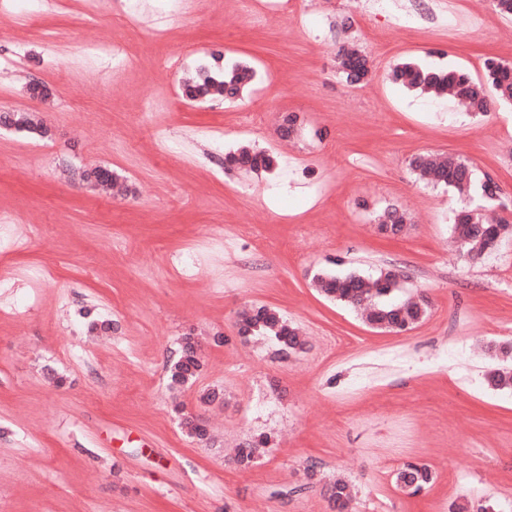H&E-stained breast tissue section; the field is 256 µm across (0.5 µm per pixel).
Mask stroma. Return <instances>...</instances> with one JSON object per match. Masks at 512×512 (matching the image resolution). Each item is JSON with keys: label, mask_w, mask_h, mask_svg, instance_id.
<instances>
[{"label": "stroma", "mask_w": 512, "mask_h": 512, "mask_svg": "<svg viewBox=\"0 0 512 512\" xmlns=\"http://www.w3.org/2000/svg\"><path fill=\"white\" fill-rule=\"evenodd\" d=\"M359 8L295 0L259 26L238 0H51L34 14L0 0V113L48 130L0 125V212L14 218L0 252V512H329L320 488L297 489L309 467L350 482L353 512H448L482 496L512 512V393L485 389L481 350L512 340V242L473 262L450 225L484 206L488 179L512 213V106L475 118L390 77L404 61L477 78L486 58L512 64V18L443 0L407 28L361 23ZM348 44L370 66L355 87L340 74ZM201 59L260 78L232 104L184 100ZM243 145L275 169L226 167ZM427 152L467 161L478 187L418 179L409 161ZM94 167L123 191L85 181ZM389 206L409 213L394 237L372 221ZM385 264L404 275L397 299L428 304L409 331L368 326L312 282ZM34 267L47 277L30 282ZM255 305L299 327L304 349L239 336ZM102 320L104 342L90 329ZM189 331L205 366L174 390L167 364ZM212 389L222 400L201 403ZM185 414L208 441L186 434ZM261 434L267 447L239 468L234 448ZM416 460L436 480L409 496L394 477ZM0 124L7 126H14L17 129H24L31 132H39L40 135L46 133L45 128L41 123L35 120L27 113L7 112L0 116Z\"/></svg>", "instance_id": "1"}]
</instances>
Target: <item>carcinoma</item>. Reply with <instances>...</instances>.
Returning a JSON list of instances; mask_svg holds the SVG:
<instances>
[{
	"label": "carcinoma",
	"mask_w": 512,
	"mask_h": 512,
	"mask_svg": "<svg viewBox=\"0 0 512 512\" xmlns=\"http://www.w3.org/2000/svg\"><path fill=\"white\" fill-rule=\"evenodd\" d=\"M365 57L360 52H342L341 72L351 86L361 84L362 64ZM512 66L494 59L484 64V77L474 78L461 70H444L421 66L408 61L397 65L391 74L392 80L404 88L419 90L436 96L449 95L475 115L486 114L492 101L512 103V78L508 76ZM251 78V69L240 63H227L224 67H204L199 78L186 85V95L191 99L210 98L232 101L239 96ZM0 124L14 126L31 132L45 134V128L27 113L7 112L0 116ZM238 154L251 160L250 169H268L273 160L251 152L243 147ZM409 166L421 179L438 185L451 187L459 192L470 190L476 181L473 168L459 157L447 154L436 157L431 154L414 156ZM381 232L396 236L408 221L405 211L388 207L376 217ZM451 234L472 259L482 257L505 241L512 239V224L499 219L489 224L476 209L458 212L451 224ZM401 275L391 267H383L374 277H365L355 272L334 275L321 272L315 275L317 288L328 298L365 311V321L378 329L397 333L412 329L427 312L423 299L393 302L390 295L399 287ZM242 336H270L280 346V353L293 354L304 346L299 331L288 323L276 310L267 306H254L240 320ZM489 356L497 365L484 375L486 386L492 390L512 389V344L491 342L487 345ZM203 368L193 335L181 337L175 357L169 363L170 384L174 387L191 385ZM268 439L259 438L237 450L238 466L247 469L255 462L259 448ZM434 480L433 471L425 464L409 462L396 473V484L408 495L420 494ZM329 506L334 512H350L352 495L348 483L338 479L326 489ZM451 512H497V504L489 499L478 502L455 503Z\"/></svg>",
	"instance_id": "obj_1"
}]
</instances>
